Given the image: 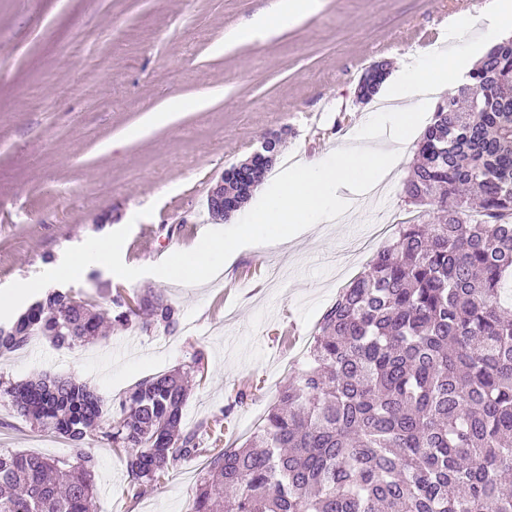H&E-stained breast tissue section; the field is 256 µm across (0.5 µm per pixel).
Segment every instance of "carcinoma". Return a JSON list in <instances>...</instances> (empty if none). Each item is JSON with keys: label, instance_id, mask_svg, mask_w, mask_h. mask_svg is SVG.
<instances>
[{"label": "carcinoma", "instance_id": "carcinoma-1", "mask_svg": "<svg viewBox=\"0 0 512 512\" xmlns=\"http://www.w3.org/2000/svg\"><path fill=\"white\" fill-rule=\"evenodd\" d=\"M403 185L429 221L402 224L316 326L309 361L246 445L209 457L188 512H512V40L492 46L436 106ZM273 163L224 175L259 186ZM121 324L168 330L154 295L116 297ZM103 312L52 290L0 326V355L48 338L72 349ZM188 373L146 378L104 428L85 382L3 389L14 411L72 447L69 465L0 452V512H92L96 434L125 450L134 495L204 454L182 429Z\"/></svg>", "mask_w": 512, "mask_h": 512}]
</instances>
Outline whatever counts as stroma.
Here are the masks:
<instances>
[{
  "mask_svg": "<svg viewBox=\"0 0 512 512\" xmlns=\"http://www.w3.org/2000/svg\"><path fill=\"white\" fill-rule=\"evenodd\" d=\"M273 0H0V297L26 309L22 284L69 290L113 311L115 294L161 296L179 311L173 331L109 324L72 350L32 337L0 357V386L48 374L86 381L105 417L139 381L191 369L184 430L204 447L240 446L304 367L315 327L341 288L391 237H372L389 215L406 220L412 157L341 223L320 225L282 251L241 250L226 280L199 288L159 272L206 233L232 234L206 208L211 185L281 132L280 156L310 160L379 111L360 103L370 65L445 49L450 18L480 17L487 0H321L316 13L268 37L225 47L239 24ZM181 105L150 129L147 113ZM91 238L118 239L111 267L57 280L54 269ZM246 401L228 408L237 390ZM97 512H187L208 464L201 455L134 495L126 453L103 438ZM0 451L50 459L69 443L0 399Z\"/></svg>",
  "mask_w": 512,
  "mask_h": 512,
  "instance_id": "stroma-1",
  "label": "stroma"
}]
</instances>
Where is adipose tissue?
Returning <instances> with one entry per match:
<instances>
[{
	"mask_svg": "<svg viewBox=\"0 0 512 512\" xmlns=\"http://www.w3.org/2000/svg\"><path fill=\"white\" fill-rule=\"evenodd\" d=\"M318 7V0H276L271 11L238 27L230 39L252 40L259 33L288 26ZM472 27L471 17L458 16L448 30L451 54L422 52L415 62L402 63L391 76L386 95L395 106L390 111L374 113L370 122L371 128L384 134L387 149L357 151L339 146L316 159L295 164L278 175L272 188L260 192L239 217L237 234L204 236L195 250L178 254L164 267L163 278L194 282L221 278L241 242L262 250L287 243L313 225L332 221L350 207V200L340 196V189L366 193L391 176L401 163L414 129L425 118L424 88L439 91L460 80L471 54L466 36ZM115 249L114 242L89 240L56 274L76 278L90 266H111Z\"/></svg>",
	"mask_w": 512,
	"mask_h": 512,
	"instance_id": "adipose-tissue-1",
	"label": "adipose tissue"
}]
</instances>
